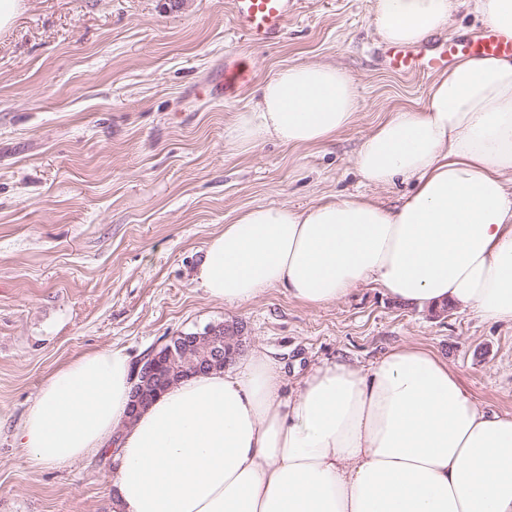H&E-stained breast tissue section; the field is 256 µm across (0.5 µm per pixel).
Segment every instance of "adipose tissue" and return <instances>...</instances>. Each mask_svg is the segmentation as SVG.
Wrapping results in <instances>:
<instances>
[{"instance_id":"1","label":"adipose tissue","mask_w":512,"mask_h":512,"mask_svg":"<svg viewBox=\"0 0 512 512\" xmlns=\"http://www.w3.org/2000/svg\"><path fill=\"white\" fill-rule=\"evenodd\" d=\"M454 0H375L385 43L417 44L451 24ZM359 110L332 63L278 69L224 139L325 144ZM394 207L360 195L241 212L207 244L194 280L241 305L285 289L307 306L372 283L420 308L460 305L512 323V57L465 56L418 108L379 122L354 158ZM131 365L119 349L56 369L20 426L36 467L114 450L112 512H512V416L464 392L446 360L417 345L369 368L313 367L294 388L264 349L171 385L129 418Z\"/></svg>"}]
</instances>
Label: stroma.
<instances>
[{
	"mask_svg": "<svg viewBox=\"0 0 512 512\" xmlns=\"http://www.w3.org/2000/svg\"><path fill=\"white\" fill-rule=\"evenodd\" d=\"M281 38L234 29L232 0H24L0 31V512H112V452L29 464L18 428L48 377L74 356L138 358L178 333L244 325L289 381L345 357L370 365L404 344L445 359L471 399L512 415V325L470 310L397 303L362 285L306 306L272 288L227 306L197 288L208 241L242 211L361 194L391 206L412 185H369L354 157L393 110L421 106L432 76L383 58L373 0H298ZM321 60L359 90L354 122L324 146L243 152L224 129L280 67ZM252 78L221 96L225 64Z\"/></svg>",
	"mask_w": 512,
	"mask_h": 512,
	"instance_id": "obj_1",
	"label": "stroma"
}]
</instances>
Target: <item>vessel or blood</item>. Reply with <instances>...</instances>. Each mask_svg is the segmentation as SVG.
<instances>
[{"mask_svg": "<svg viewBox=\"0 0 512 512\" xmlns=\"http://www.w3.org/2000/svg\"><path fill=\"white\" fill-rule=\"evenodd\" d=\"M294 0H233L237 31L250 41H268L287 28ZM512 56V40L486 32L465 44L450 45L446 54L420 62L403 47H391L388 61L396 72H428L441 69L461 55Z\"/></svg>", "mask_w": 512, "mask_h": 512, "instance_id": "obj_1", "label": "vessel or blood"}]
</instances>
